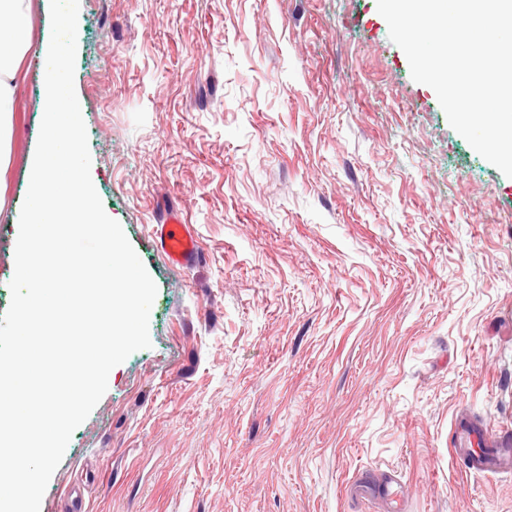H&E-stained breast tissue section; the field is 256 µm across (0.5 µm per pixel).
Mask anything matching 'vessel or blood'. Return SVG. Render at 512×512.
Masks as SVG:
<instances>
[{
	"label": "vessel or blood",
	"instance_id": "1",
	"mask_svg": "<svg viewBox=\"0 0 512 512\" xmlns=\"http://www.w3.org/2000/svg\"><path fill=\"white\" fill-rule=\"evenodd\" d=\"M152 236L156 246L172 264L187 265L200 255L195 235L179 216H170L165 223L154 225ZM501 445L497 433L489 427L462 422L456 428L451 455L464 460L468 472L496 473L512 468V454L502 453ZM348 491L358 499L372 498L385 503L388 512H396L400 501L399 481L388 473L356 479L350 483Z\"/></svg>",
	"mask_w": 512,
	"mask_h": 512
}]
</instances>
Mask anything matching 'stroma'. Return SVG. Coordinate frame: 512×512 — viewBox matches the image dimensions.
<instances>
[{
    "instance_id": "35a3bbf8",
    "label": "stroma",
    "mask_w": 512,
    "mask_h": 512,
    "mask_svg": "<svg viewBox=\"0 0 512 512\" xmlns=\"http://www.w3.org/2000/svg\"><path fill=\"white\" fill-rule=\"evenodd\" d=\"M0 196V315L43 117L31 0ZM75 89L107 214L158 286L40 512H512V473L449 452L512 435V178L416 83L376 0H80ZM179 211L203 259L151 239ZM488 426H472L460 422L455 431L451 456L463 459L470 473H496L512 468V454L493 452V448H506L511 445L502 441V437ZM400 484L390 473L372 475L369 479L359 478L352 481L348 491L357 499L373 498L386 505V512L399 510Z\"/></svg>"
}]
</instances>
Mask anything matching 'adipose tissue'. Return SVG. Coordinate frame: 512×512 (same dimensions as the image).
Segmentation results:
<instances>
[{"label": "adipose tissue", "mask_w": 512, "mask_h": 512, "mask_svg": "<svg viewBox=\"0 0 512 512\" xmlns=\"http://www.w3.org/2000/svg\"><path fill=\"white\" fill-rule=\"evenodd\" d=\"M32 45L30 0H0V171L8 160L7 133L21 63Z\"/></svg>", "instance_id": "obj_1"}]
</instances>
